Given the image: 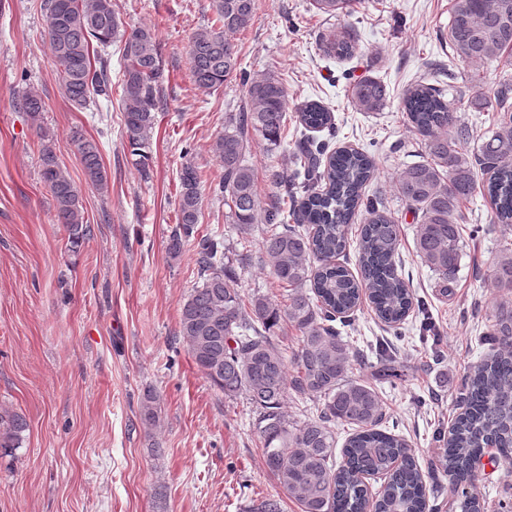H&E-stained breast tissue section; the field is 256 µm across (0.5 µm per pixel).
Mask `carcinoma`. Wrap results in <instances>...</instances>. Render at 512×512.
Returning <instances> with one entry per match:
<instances>
[{
    "mask_svg": "<svg viewBox=\"0 0 512 512\" xmlns=\"http://www.w3.org/2000/svg\"><path fill=\"white\" fill-rule=\"evenodd\" d=\"M356 0H313L315 13L327 20L351 12ZM214 17L191 37L189 60L194 83L203 92L216 90L240 73L237 35L255 19L256 0H212ZM46 40L61 66V88L77 109L90 94L109 88L107 61L95 65L93 43H122L123 135L143 175L150 171L148 149L161 106L165 80L155 30L130 31L114 0H45ZM449 89L414 84L403 97L407 125L424 145L422 160L395 176L393 188L417 221L415 251L421 263L440 280L443 292L457 287L455 274L465 240L476 241L479 227L463 235L474 199L488 193L491 223L512 224V0H448ZM319 47L327 57H347L355 49L346 26L328 27ZM501 65L488 94L482 92L483 68ZM247 100L229 112L224 134L213 152L224 164L218 190L228 207L227 223L236 240L215 233L199 239L196 265L202 283L189 294L180 311L178 336L197 367L226 397L244 394L255 409L253 428L270 476L285 498L263 497L249 512H284V501L299 512H436L425 492L424 477L412 448L402 437L380 429L384 415L376 382L399 376L388 351L381 350L382 369L375 381L349 378L354 357L349 340L333 322L351 325L349 314L367 303L389 326L401 324L414 306V294L399 273L402 245L398 219L366 195L373 178L374 158L355 148L327 152L326 144L309 131L336 129L331 111L308 102L298 108L304 129L295 142L289 166L273 165L269 181L288 185L290 202L261 208L255 173L246 153L257 137L267 149L281 146L286 128L288 94L270 71L243 75ZM474 92L469 107L483 113L479 132L459 119L460 89ZM451 97H446V92ZM388 90L379 78L352 85L348 98L361 112H378ZM21 107L32 118L44 111L40 94L28 90ZM87 183L108 186L97 144L74 135ZM40 176L48 186L55 223L67 233L76 253L90 236L75 182L60 165L50 145L40 151ZM178 224L167 250L176 258L197 233L202 215L201 174L186 164L180 176ZM363 217L358 234L353 221ZM264 225L262 252L286 304L265 295L245 296L237 288V267L249 259L254 226ZM356 242L360 277L339 257ZM489 286L496 297L488 331L480 342L492 354L472 365L457 404L465 406L449 435L437 431L443 444L439 464L448 473L450 492L460 512H484L476 493L464 485L475 480L471 458L489 446L503 449L498 462L512 466V238L500 239L492 261ZM287 325L292 336L286 356L275 330ZM312 402L316 417L291 421L287 401ZM347 429L336 462V431ZM26 418L0 409V450L22 447ZM383 483L370 492L366 479Z\"/></svg>",
    "mask_w": 512,
    "mask_h": 512,
    "instance_id": "carcinoma-1",
    "label": "carcinoma"
}]
</instances>
